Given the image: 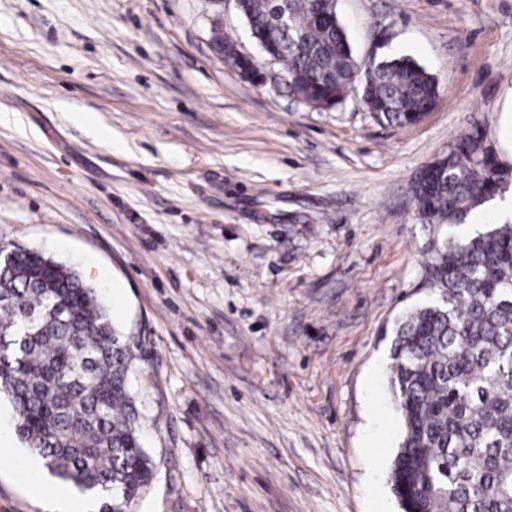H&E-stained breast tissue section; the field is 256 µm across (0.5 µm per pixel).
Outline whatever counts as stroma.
I'll list each match as a JSON object with an SVG mask.
<instances>
[{"instance_id":"35a3bbf8","label":"stroma","mask_w":512,"mask_h":512,"mask_svg":"<svg viewBox=\"0 0 512 512\" xmlns=\"http://www.w3.org/2000/svg\"><path fill=\"white\" fill-rule=\"evenodd\" d=\"M0 0V246L72 267L134 337L156 479L135 512H400L394 325L438 300L412 182L481 129L512 169V0H337L406 55L419 122L292 92L235 0ZM0 397V512H56Z\"/></svg>"}]
</instances>
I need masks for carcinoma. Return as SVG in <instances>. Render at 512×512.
I'll return each mask as SVG.
<instances>
[{
    "label": "carcinoma",
    "instance_id": "1",
    "mask_svg": "<svg viewBox=\"0 0 512 512\" xmlns=\"http://www.w3.org/2000/svg\"><path fill=\"white\" fill-rule=\"evenodd\" d=\"M236 4L305 101L332 109L358 90L369 111L399 126L434 107L438 83L412 59L358 64L336 0H290L284 20L277 0ZM505 184L512 170L476 128L416 177V219L463 225ZM427 265L440 302L394 329L389 385L404 434L393 493L403 512H512V224L438 236ZM136 346L71 269L0 248V393L49 473L102 499L101 512H129L153 481L131 392Z\"/></svg>",
    "mask_w": 512,
    "mask_h": 512
}]
</instances>
